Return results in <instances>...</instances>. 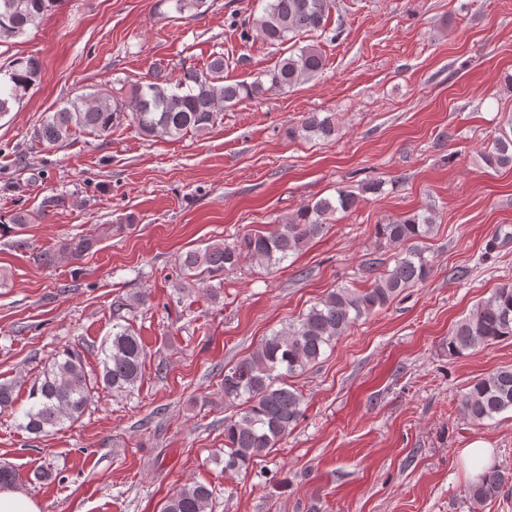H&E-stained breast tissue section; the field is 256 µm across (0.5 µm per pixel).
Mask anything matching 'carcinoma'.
Listing matches in <instances>:
<instances>
[{
	"instance_id": "obj_1",
	"label": "carcinoma",
	"mask_w": 512,
	"mask_h": 512,
	"mask_svg": "<svg viewBox=\"0 0 512 512\" xmlns=\"http://www.w3.org/2000/svg\"><path fill=\"white\" fill-rule=\"evenodd\" d=\"M61 0H0V42L20 37L36 28ZM261 13L240 23L241 38L257 35L270 46H281L300 33L324 32L335 0H263ZM325 59L307 45L281 58L265 73L267 80L224 83V56L214 57L204 68L189 67L174 82L153 77L133 85L125 94L98 92L77 97L48 113L34 132L35 140L56 146L76 132L110 134L129 122L146 136L178 138L189 132L204 134L224 119V112L245 99H257L272 90L285 91L323 70ZM39 62L16 57L0 68V115L12 110L39 82ZM339 127L334 112H307L288 129L291 137L336 140ZM490 169H512V119L495 132L481 152ZM383 189L380 181H367L359 192L340 189L334 197H321L302 206L274 229L250 230L231 243H208L179 256L174 288L194 287L197 278L237 268L243 259L254 266H282L321 235L336 215L354 212L364 195ZM435 226L434 211L401 216L375 227L378 239L400 247L394 266L374 275L362 290L340 285L311 306L298 319L264 337L251 352L224 368L221 382L224 408L234 413L224 418V471L247 470L267 456L290 432L303 414V396L292 379L316 364L325 351L363 317L384 308L405 288L426 280L431 263L417 243ZM98 236L69 239L62 251L75 259L89 254ZM146 301L145 295L115 301L112 335L104 341L102 370L91 379L81 356L66 350L42 371L30 389L32 406L25 411L24 428L32 434L47 432L81 418L100 386L129 392L141 381L145 349L122 311ZM505 338H512V285L507 283L478 303L448 334V355L460 356ZM465 418L482 425L512 411V366L501 367L473 380L461 395ZM512 488V470L498 464L474 478L465 489L473 510L496 500ZM213 489L202 483L185 486L168 497L162 512H207Z\"/></svg>"
}]
</instances>
